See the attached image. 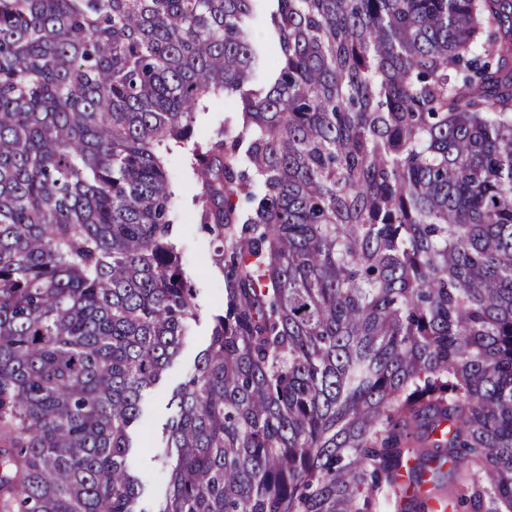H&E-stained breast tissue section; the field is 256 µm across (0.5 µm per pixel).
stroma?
Returning <instances> with one entry per match:
<instances>
[{
  "instance_id": "1",
  "label": "stroma",
  "mask_w": 512,
  "mask_h": 512,
  "mask_svg": "<svg viewBox=\"0 0 512 512\" xmlns=\"http://www.w3.org/2000/svg\"><path fill=\"white\" fill-rule=\"evenodd\" d=\"M168 167L177 187L173 238L196 290L200 318L192 324L179 355L165 372L161 387L145 394L141 402L142 425L133 434L134 450L129 460L133 470L148 474V482L138 499L139 512H156L164 496L167 483L162 464L166 444L164 425L172 414L168 403L173 392L193 372L199 353L208 343L213 318L224 309V280L206 262L215 244L193 219L197 188L183 148L173 146Z\"/></svg>"
}]
</instances>
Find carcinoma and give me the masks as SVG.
<instances>
[{
	"mask_svg": "<svg viewBox=\"0 0 512 512\" xmlns=\"http://www.w3.org/2000/svg\"><path fill=\"white\" fill-rule=\"evenodd\" d=\"M172 141L157 512H512V0H0V512H136ZM208 105L209 112L197 114L196 133L212 134L224 126L230 134H234L238 128V122L236 113L231 112L234 108L232 101L219 98L212 100ZM168 167L177 187L174 202L176 223L173 238L182 255L188 277L196 289V302L200 318L192 323L181 351L165 372L161 387L145 394L141 402L142 426L133 434L134 446L130 466L145 471L148 482L141 490L137 510L154 512L161 502L167 483L162 464L165 452L164 425L172 414L168 403L174 391L194 371L199 353L206 347L211 334L213 316L224 309V280L205 261L215 244L211 237L195 224L193 196L197 192L191 170L187 166L184 150L172 146Z\"/></svg>",
	"mask_w": 512,
	"mask_h": 512,
	"instance_id": "obj_1",
	"label": "carcinoma"
}]
</instances>
